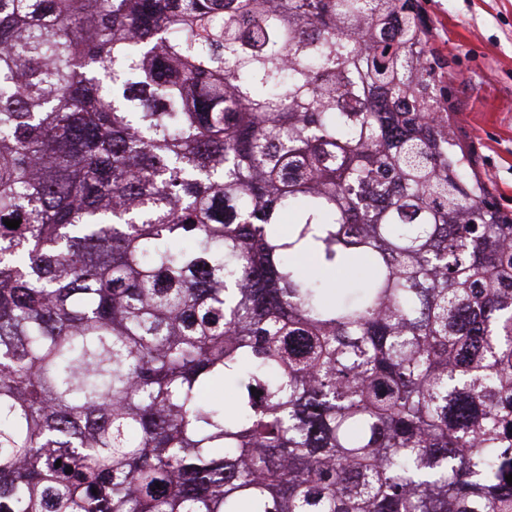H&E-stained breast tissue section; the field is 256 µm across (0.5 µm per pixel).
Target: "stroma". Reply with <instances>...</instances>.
Returning a JSON list of instances; mask_svg holds the SVG:
<instances>
[{"mask_svg": "<svg viewBox=\"0 0 512 512\" xmlns=\"http://www.w3.org/2000/svg\"><path fill=\"white\" fill-rule=\"evenodd\" d=\"M448 40V105L475 171L512 211V0H428Z\"/></svg>", "mask_w": 512, "mask_h": 512, "instance_id": "stroma-1", "label": "stroma"}]
</instances>
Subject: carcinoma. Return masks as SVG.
<instances>
[{
	"mask_svg": "<svg viewBox=\"0 0 512 512\" xmlns=\"http://www.w3.org/2000/svg\"><path fill=\"white\" fill-rule=\"evenodd\" d=\"M442 96L419 0H0V512H512Z\"/></svg>",
	"mask_w": 512,
	"mask_h": 512,
	"instance_id": "1",
	"label": "carcinoma"
}]
</instances>
